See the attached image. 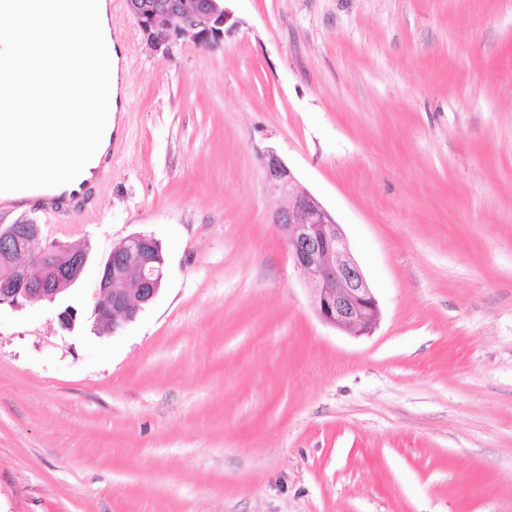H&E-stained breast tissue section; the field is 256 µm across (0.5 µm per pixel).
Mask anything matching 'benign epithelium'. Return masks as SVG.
<instances>
[{
  "label": "benign epithelium",
  "instance_id": "7a95c632",
  "mask_svg": "<svg viewBox=\"0 0 512 512\" xmlns=\"http://www.w3.org/2000/svg\"><path fill=\"white\" fill-rule=\"evenodd\" d=\"M141 37L152 51H169L178 42L219 47L226 31L238 26L224 0H126ZM270 189L287 198L273 214L288 245L292 263L312 286V306L322 323L351 336L371 334L381 310L378 299L354 258L340 224L312 193L299 189L280 154L262 153ZM126 240L135 251L115 247L102 261L94 312L117 329L134 321L143 306L159 295L164 266L152 257L155 239L134 233ZM88 252L46 244L39 224L0 225V306L18 308L27 300L50 303L81 277Z\"/></svg>",
  "mask_w": 512,
  "mask_h": 512
}]
</instances>
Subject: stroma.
<instances>
[{
  "label": "stroma",
  "mask_w": 512,
  "mask_h": 512,
  "mask_svg": "<svg viewBox=\"0 0 512 512\" xmlns=\"http://www.w3.org/2000/svg\"><path fill=\"white\" fill-rule=\"evenodd\" d=\"M228 6L223 46L154 52L114 0L111 171L57 220L0 210L90 247L55 302L0 308V512H512V0ZM269 147L341 225L371 335L315 315ZM138 232L163 289L99 329Z\"/></svg>",
  "instance_id": "1"
}]
</instances>
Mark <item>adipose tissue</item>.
Here are the masks:
<instances>
[{"label":"adipose tissue","mask_w":512,"mask_h":512,"mask_svg":"<svg viewBox=\"0 0 512 512\" xmlns=\"http://www.w3.org/2000/svg\"><path fill=\"white\" fill-rule=\"evenodd\" d=\"M117 42L109 38L106 0H17L0 9V201L28 202L39 177L61 175L66 161L84 155L85 168L107 153L115 127L113 104L125 78ZM63 68L58 84L42 72ZM97 72L106 95H87L76 85ZM73 113L75 127H61L58 108Z\"/></svg>","instance_id":"1"}]
</instances>
